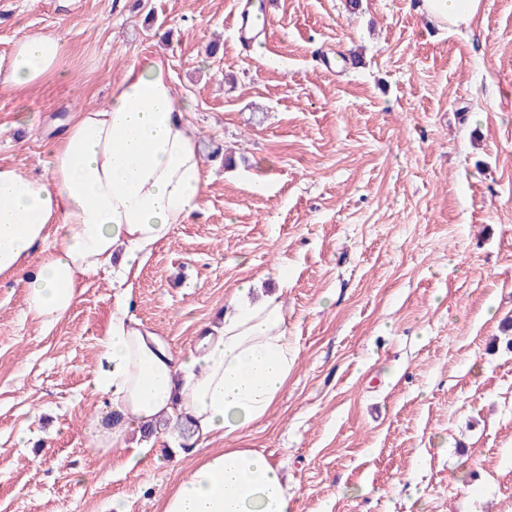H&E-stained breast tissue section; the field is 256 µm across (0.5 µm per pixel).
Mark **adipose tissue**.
<instances>
[{
	"label": "adipose tissue",
	"instance_id": "adipose-tissue-1",
	"mask_svg": "<svg viewBox=\"0 0 512 512\" xmlns=\"http://www.w3.org/2000/svg\"><path fill=\"white\" fill-rule=\"evenodd\" d=\"M483 0H423L438 24L471 30ZM55 35H22L0 57V87L31 90L60 75ZM167 63L125 68L106 105L75 112L36 176L0 164V277L20 276L26 313L51 328L78 300L82 279L111 269L123 282L152 247L199 210L206 179ZM236 290L194 349L172 353L118 295L99 343L92 387L100 415L85 430L100 455L130 448L126 467L146 453L132 431L189 419L198 437H229L277 403L298 356L285 309L274 296ZM160 512H294L279 465L254 448H224L190 467L160 500Z\"/></svg>",
	"mask_w": 512,
	"mask_h": 512
}]
</instances>
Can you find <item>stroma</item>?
I'll return each instance as SVG.
<instances>
[{"label":"stroma","instance_id":"35a3bbf8","mask_svg":"<svg viewBox=\"0 0 512 512\" xmlns=\"http://www.w3.org/2000/svg\"><path fill=\"white\" fill-rule=\"evenodd\" d=\"M420 2L263 0L252 49L233 0H0V57L51 33L71 74L0 90V162L43 174L70 112L160 57L208 178L136 275L83 280L51 329L0 280V512H158L219 448L280 464L294 512H512V0L471 33ZM246 284L279 295L298 349L269 415L141 435L137 470L88 448L117 295L184 352Z\"/></svg>","mask_w":512,"mask_h":512}]
</instances>
